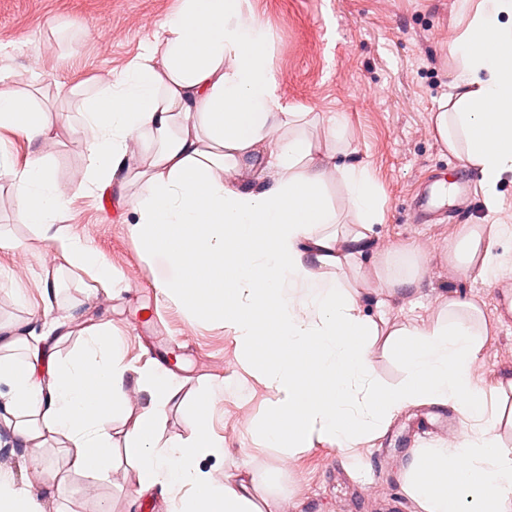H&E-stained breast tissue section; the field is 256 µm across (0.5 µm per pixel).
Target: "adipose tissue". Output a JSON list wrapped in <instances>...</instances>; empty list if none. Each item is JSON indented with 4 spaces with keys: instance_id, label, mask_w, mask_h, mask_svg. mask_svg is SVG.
I'll return each mask as SVG.
<instances>
[{
    "instance_id": "adipose-tissue-1",
    "label": "adipose tissue",
    "mask_w": 512,
    "mask_h": 512,
    "mask_svg": "<svg viewBox=\"0 0 512 512\" xmlns=\"http://www.w3.org/2000/svg\"><path fill=\"white\" fill-rule=\"evenodd\" d=\"M450 92L433 116L438 140L479 178L489 210L499 183L512 175V0H459ZM272 38L249 0H180L144 53L122 77L74 91L88 154L77 188L117 187L146 258L165 255L178 271L160 291L189 309L219 315L243 367L269 390V413L253 438L290 451L312 437L347 452L381 435L391 419L418 405L447 407L461 439L413 449L403 474L420 512H512V448L501 441L503 411L490 405L477 376L486 335L481 307L448 296L431 324L382 330L364 311L347 268L370 249L383 223L381 193L367 163L343 146L335 118L324 119L328 146L312 141L317 113L284 102L272 73ZM0 75V128L40 143L50 130L33 97ZM28 223L48 234L60 259L92 267L113 282L81 241L53 226L65 207L42 157L10 171ZM340 183L341 205L328 195ZM450 269L493 281L512 272V225H462L449 244ZM372 279L385 297L422 286L412 247L376 258ZM273 306L275 349L259 352V305ZM78 354L42 358L38 341L4 340L0 356V426L11 430L33 467L46 440L60 443L68 472H88L94 455L111 467L112 409L129 381L146 389L147 406L123 433L124 462L140 487L164 485L172 512H279L275 498L255 503L237 475L214 482L199 461L221 457L223 439L198 429L187 440L157 443L165 406L179 386L156 368L132 372L107 325L83 329ZM399 358L401 379L382 383L372 349ZM309 353L318 383L302 384L300 353ZM294 424L292 434L282 423ZM457 488H449V476Z\"/></svg>"
}]
</instances>
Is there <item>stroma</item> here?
I'll use <instances>...</instances> for the list:
<instances>
[{
    "label": "stroma",
    "mask_w": 512,
    "mask_h": 512,
    "mask_svg": "<svg viewBox=\"0 0 512 512\" xmlns=\"http://www.w3.org/2000/svg\"><path fill=\"white\" fill-rule=\"evenodd\" d=\"M179 0H0V72L18 90L47 107L50 132L39 148L0 129V154L23 166L33 152L50 163L57 192L67 201L57 226L86 243L112 270L115 285L96 287L88 273L57 276L44 295L51 244L18 211L9 174H0V234L15 240L0 250V329L41 333L68 330L54 352L72 356L82 328L110 325L124 344V361L141 369L166 368L180 391L161 417L159 442L191 438L199 424L223 438L224 458L200 466L215 480L230 473L254 477L260 492L277 499L279 512H417L401 472L419 444L457 438L448 409L421 406L397 415L385 433L344 459L336 446L313 441L286 455L255 446L250 431L266 416L269 392L245 377L241 355L221 321L192 312L162 295L157 285L174 278L165 256L146 261L140 242L122 221L114 189L75 194L76 174L88 166L83 136L69 130L64 95L81 82L121 76L142 53ZM457 0H251L273 36L272 69L279 92L296 109L338 116L345 140L368 163L385 199V220L375 225L373 250L394 253L414 244L424 259L419 294L389 299L390 323L434 322L445 296L479 303L488 322L480 374L487 384L512 375V273L493 283L458 276L443 260L457 225L440 215L414 219L416 198L436 176L453 177L460 160L438 141L432 116L449 93L450 48ZM499 211H489L480 187L455 201L465 223H512V177L497 188ZM244 378L239 396L222 395L215 411L204 393L224 379ZM45 512H170L162 485L140 488L131 470L115 466L92 478L70 474L44 493Z\"/></svg>",
    "instance_id": "stroma-1"
}]
</instances>
